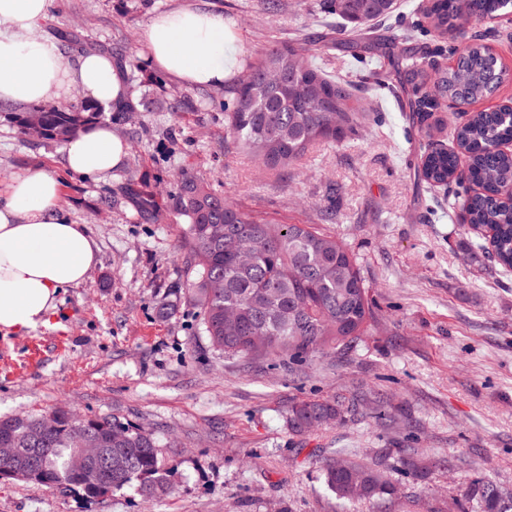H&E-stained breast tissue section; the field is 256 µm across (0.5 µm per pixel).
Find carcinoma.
I'll return each mask as SVG.
<instances>
[{
    "mask_svg": "<svg viewBox=\"0 0 512 512\" xmlns=\"http://www.w3.org/2000/svg\"><path fill=\"white\" fill-rule=\"evenodd\" d=\"M331 13L345 22L349 49L392 59L396 81L410 88L409 120L423 139H432L447 122H431L440 96L472 104L491 95L506 77L497 58L481 43L450 50L453 64L434 68L435 92L424 90L427 75L417 67L408 43L428 24V32L445 42L458 28L497 18L512 10V0H426L424 22H416L389 38L371 34V22L389 17L394 0H327ZM41 113L40 129L28 130L25 113L10 119L25 139L64 142L101 115L89 101L69 107L44 104L30 108ZM362 115L351 93L327 75L308 49L285 45L261 53L243 75L227 115V135L272 169L296 164L309 147L341 139ZM451 148H428L421 155L418 176L430 185H455L465 193L463 211L468 224L488 232L472 258L512 270V209L500 196L512 186V111L500 108L472 113L454 128ZM124 194L136 200L137 214L159 219L162 209L153 196L126 183ZM166 209L184 218L191 256L188 293L202 314L211 343L227 352L301 363L328 349L353 347L375 322V311L357 261L340 239L308 224H269L224 200L204 180L184 173L169 195ZM356 404L338 400L301 401L289 411L295 434L340 421ZM62 428L37 439L38 415L27 423L0 417V439L17 438L22 448H46L29 481L48 489L71 488L88 498L122 490L138 481L150 497L168 491L166 468L156 438L142 434L120 417L87 420L91 437L126 457L121 474L106 476L96 485L77 482L69 470L75 453L69 440V420L59 411ZM324 483L337 499L360 500L373 512H389L397 488L384 477L382 461L364 462L340 450L319 456ZM463 512H512V490L476 477L464 488Z\"/></svg>",
    "mask_w": 512,
    "mask_h": 512,
    "instance_id": "obj_1",
    "label": "carcinoma"
}]
</instances>
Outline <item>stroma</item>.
I'll list each match as a JSON object with an SVG mask.
<instances>
[{
    "label": "stroma",
    "instance_id": "1",
    "mask_svg": "<svg viewBox=\"0 0 512 512\" xmlns=\"http://www.w3.org/2000/svg\"><path fill=\"white\" fill-rule=\"evenodd\" d=\"M324 0H56L50 36L122 51L138 65L129 87L150 111L134 115L135 178L163 200L180 173L206 179L240 209L280 224H311L342 238L357 260L377 320L352 349L298 365L215 348L186 292L189 248L182 218L137 217L118 168L104 180L62 166L60 142L19 136L0 110V189L22 170L62 185L70 220L86 225L99 252L85 281L60 293L51 324L0 336V416L64 409L118 415L151 431L171 494L146 499L138 486L95 498L31 482L0 481V512H368L327 490L317 459L346 448L374 460L414 449L444 454L454 470L417 479L392 472V512H460L465 486L483 476L512 489V272L472 262L475 232L462 227L449 193L417 177L428 145L409 121L398 86L380 87L370 59L337 45ZM205 6L224 14L242 65L304 38L318 64L351 83L357 107L378 121L314 146L288 170L259 166L226 135L234 83L185 87L154 74L141 33L155 13ZM507 73L479 110L512 102V16L473 24ZM79 42V44H80ZM79 44L63 54L70 65ZM188 109L173 112V101ZM114 200L101 206L104 190ZM358 401L345 421L297 435L288 410L303 398Z\"/></svg>",
    "mask_w": 512,
    "mask_h": 512
}]
</instances>
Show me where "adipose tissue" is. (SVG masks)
Here are the masks:
<instances>
[{
	"label": "adipose tissue",
	"instance_id": "adipose-tissue-1",
	"mask_svg": "<svg viewBox=\"0 0 512 512\" xmlns=\"http://www.w3.org/2000/svg\"><path fill=\"white\" fill-rule=\"evenodd\" d=\"M55 0H0V103L33 105L90 96L104 110L131 97L110 55L80 54L60 64V48L44 31ZM151 62L186 87L221 86L237 72L236 36L223 13L179 7L155 14L142 33ZM127 145L102 123L68 139L62 164L73 174L103 180L118 169ZM58 180L20 171L0 190V332L45 327L58 294L82 283L97 261L85 225L72 223Z\"/></svg>",
	"mask_w": 512,
	"mask_h": 512
}]
</instances>
